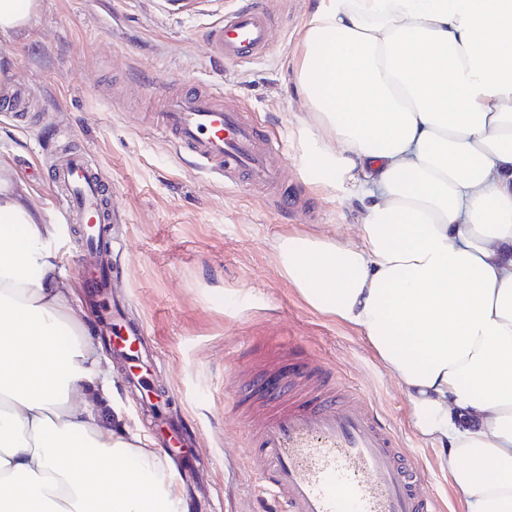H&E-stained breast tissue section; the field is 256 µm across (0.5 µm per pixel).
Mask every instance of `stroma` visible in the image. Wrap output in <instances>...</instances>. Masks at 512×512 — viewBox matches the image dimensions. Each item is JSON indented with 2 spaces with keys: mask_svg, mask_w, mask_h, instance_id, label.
Wrapping results in <instances>:
<instances>
[{
  "mask_svg": "<svg viewBox=\"0 0 512 512\" xmlns=\"http://www.w3.org/2000/svg\"><path fill=\"white\" fill-rule=\"evenodd\" d=\"M237 0H39L29 28L9 44L11 86L25 106L0 93V153L19 187L55 224L48 246L64 254L63 272L95 258L54 199L51 171L65 148L84 150L112 192L117 259L126 297L149 330L160 362L154 378L173 390L170 412L198 432L199 475L222 512H268L242 457L245 430L231 414L234 379L258 365L273 337H298L357 386L427 468L431 488L464 512L438 449L415 428L408 402L365 334L312 306L279 267L276 244L289 234L354 235L356 207L345 191L325 195L306 156L295 116L296 51L313 0H263L271 47L257 60L211 56L208 28ZM221 87L288 159L281 195L306 199L314 219L292 222L262 192L225 185L177 154L143 115L149 88Z\"/></svg>",
  "mask_w": 512,
  "mask_h": 512,
  "instance_id": "stroma-1",
  "label": "stroma"
}]
</instances>
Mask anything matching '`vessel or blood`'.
<instances>
[{
  "instance_id": "obj_1",
  "label": "vessel or blood",
  "mask_w": 512,
  "mask_h": 512,
  "mask_svg": "<svg viewBox=\"0 0 512 512\" xmlns=\"http://www.w3.org/2000/svg\"><path fill=\"white\" fill-rule=\"evenodd\" d=\"M270 20L261 0H243L211 26L215 56L234 61L259 58L270 46ZM160 105L152 123L198 168L225 184L271 188L284 164L280 145L267 137L230 96L201 87L151 90ZM59 204L86 225L85 243L112 253L108 191L86 153H71L53 171ZM144 323L113 322L114 349L138 360ZM278 361L239 387L234 413L257 408L260 420L243 439V454L262 478L261 492L276 512H444L441 499L425 491V467L406 452L358 388L337 377L295 342L273 346Z\"/></svg>"
}]
</instances>
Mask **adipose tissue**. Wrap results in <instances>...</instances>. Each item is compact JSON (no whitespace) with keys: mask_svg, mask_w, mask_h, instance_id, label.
Returning <instances> with one entry per match:
<instances>
[{"mask_svg":"<svg viewBox=\"0 0 512 512\" xmlns=\"http://www.w3.org/2000/svg\"><path fill=\"white\" fill-rule=\"evenodd\" d=\"M38 8L0 0V44ZM298 55L317 186L360 207L355 235L280 238L281 271L365 333L466 512H512V0H318ZM55 231L0 157V512H184L105 410Z\"/></svg>","mask_w":512,"mask_h":512,"instance_id":"1","label":"adipose tissue"}]
</instances>
